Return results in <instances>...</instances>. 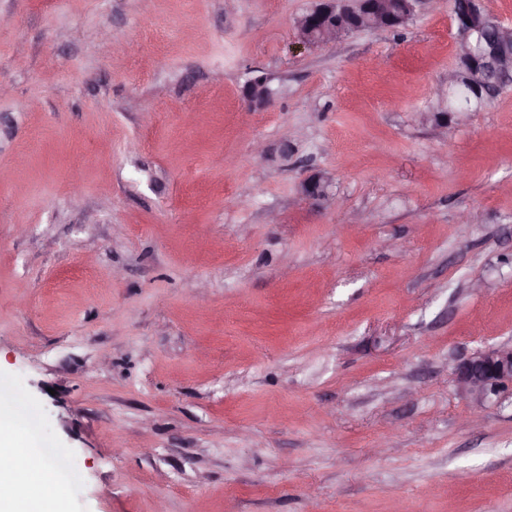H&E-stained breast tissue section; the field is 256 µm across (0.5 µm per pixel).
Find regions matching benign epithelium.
I'll list each match as a JSON object with an SVG mask.
<instances>
[{"label": "benign epithelium", "instance_id": "benign-epithelium-1", "mask_svg": "<svg viewBox=\"0 0 512 512\" xmlns=\"http://www.w3.org/2000/svg\"><path fill=\"white\" fill-rule=\"evenodd\" d=\"M373 0H318L312 9L311 20L317 23L324 16L346 15L354 11L353 5L362 9ZM486 13L484 0H464V8L455 16L459 38L456 42V59L460 66L448 70V84H454L463 70L470 68L464 58L469 53L470 27ZM512 45V28L497 25L494 34L487 40L485 53L478 59V67L505 78L512 73V53L503 52V47ZM248 102H268L272 98L269 88L257 81L250 82L244 90ZM460 388L477 401L499 397L512 390V348H492L474 353L460 363L456 369Z\"/></svg>", "mask_w": 512, "mask_h": 512}]
</instances>
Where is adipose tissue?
Returning a JSON list of instances; mask_svg holds the SVG:
<instances>
[{"mask_svg":"<svg viewBox=\"0 0 512 512\" xmlns=\"http://www.w3.org/2000/svg\"><path fill=\"white\" fill-rule=\"evenodd\" d=\"M25 457V470L15 460ZM72 477L62 455L50 450L39 409L0 380V512H53L54 492Z\"/></svg>","mask_w":512,"mask_h":512,"instance_id":"1","label":"adipose tissue"}]
</instances>
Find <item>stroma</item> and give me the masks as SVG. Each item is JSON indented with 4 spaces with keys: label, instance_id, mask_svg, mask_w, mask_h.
<instances>
[{
    "label": "stroma",
    "instance_id": "1",
    "mask_svg": "<svg viewBox=\"0 0 512 512\" xmlns=\"http://www.w3.org/2000/svg\"><path fill=\"white\" fill-rule=\"evenodd\" d=\"M313 4L0 0V377L61 512H512V398L456 380L512 345V90L439 124L450 0ZM374 0H319L318 4L310 10L311 20L316 24L324 16L346 15L354 12L353 5L356 4L362 9H366ZM378 6L382 7L390 20L389 31L400 33L412 19V16L405 10L402 0H385L379 2Z\"/></svg>",
    "mask_w": 512,
    "mask_h": 512
}]
</instances>
